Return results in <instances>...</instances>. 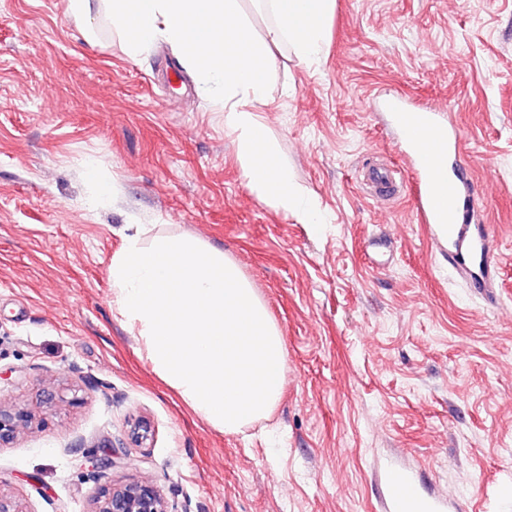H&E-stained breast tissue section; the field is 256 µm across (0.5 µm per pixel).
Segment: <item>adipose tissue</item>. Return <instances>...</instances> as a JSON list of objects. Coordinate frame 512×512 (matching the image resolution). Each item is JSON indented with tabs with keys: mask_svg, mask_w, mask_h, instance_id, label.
<instances>
[{
	"mask_svg": "<svg viewBox=\"0 0 512 512\" xmlns=\"http://www.w3.org/2000/svg\"><path fill=\"white\" fill-rule=\"evenodd\" d=\"M243 2L69 0L68 12L89 30L99 14H106L134 59L159 39L175 46L201 93L223 102L224 129L251 191L298 223H322L317 203L291 177L258 108L265 102L271 46L284 41L300 63L317 61L335 0H256L274 18L262 35Z\"/></svg>",
	"mask_w": 512,
	"mask_h": 512,
	"instance_id": "obj_1",
	"label": "adipose tissue"
}]
</instances>
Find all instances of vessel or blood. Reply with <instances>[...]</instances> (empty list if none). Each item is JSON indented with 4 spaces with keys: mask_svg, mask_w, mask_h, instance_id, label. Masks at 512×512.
<instances>
[{
    "mask_svg": "<svg viewBox=\"0 0 512 512\" xmlns=\"http://www.w3.org/2000/svg\"><path fill=\"white\" fill-rule=\"evenodd\" d=\"M386 108L405 131L399 148L421 180L422 222L430 224L447 250L449 267L468 274L470 287H491L498 264L489 226L474 221L478 204L465 189L467 165L459 130L447 126L438 110L416 109L401 97L387 102ZM388 485L387 512H408L415 499L410 477L391 471Z\"/></svg>",
    "mask_w": 512,
    "mask_h": 512,
    "instance_id": "b4317fda",
    "label": "vessel or blood"
}]
</instances>
